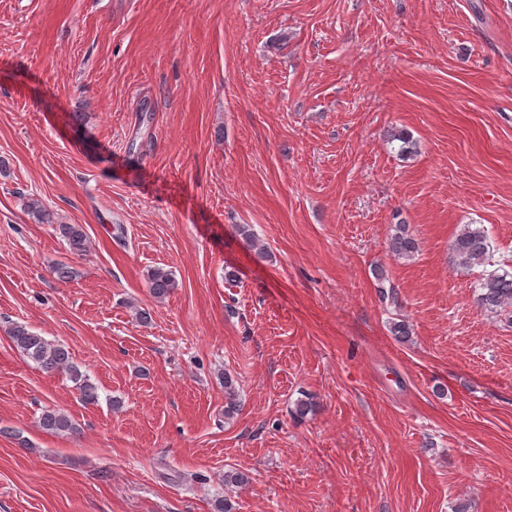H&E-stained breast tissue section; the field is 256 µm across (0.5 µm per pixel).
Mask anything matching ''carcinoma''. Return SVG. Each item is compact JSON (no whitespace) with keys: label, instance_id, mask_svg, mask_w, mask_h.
I'll list each match as a JSON object with an SVG mask.
<instances>
[{"label":"carcinoma","instance_id":"obj_1","mask_svg":"<svg viewBox=\"0 0 512 512\" xmlns=\"http://www.w3.org/2000/svg\"><path fill=\"white\" fill-rule=\"evenodd\" d=\"M59 232L70 253L84 254L88 247V239L81 225L61 224ZM389 249L394 255L408 259L417 252L418 243L408 233L406 225L397 224L389 240ZM450 250L455 263L463 268L491 267V270L484 271L476 286V301L481 308L496 313L512 306V269L509 270L502 265L495 266L484 227L475 224L464 225L452 241ZM146 283L150 294L155 298L166 296L177 286L174 274L161 268L147 270ZM9 337L14 347L24 357L34 361L41 371L51 374L67 373L77 386L84 402H97L96 386L73 363L71 353L64 345L51 342L20 323L11 327ZM40 424L43 429L56 434L77 433V427L70 417L54 409L42 413Z\"/></svg>","mask_w":512,"mask_h":512}]
</instances>
